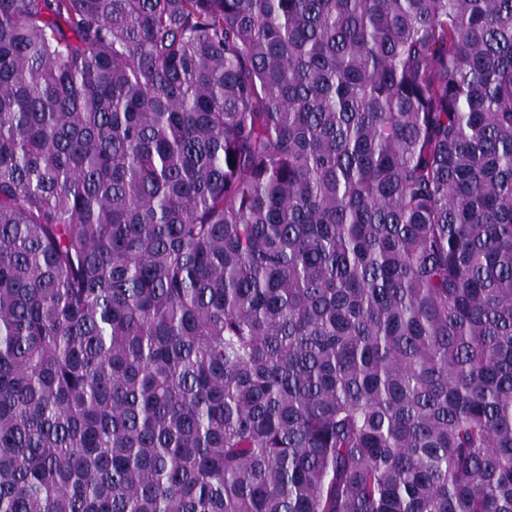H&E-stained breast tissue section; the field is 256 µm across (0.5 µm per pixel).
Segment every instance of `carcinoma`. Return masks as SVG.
<instances>
[{
  "label": "carcinoma",
  "instance_id": "carcinoma-1",
  "mask_svg": "<svg viewBox=\"0 0 512 512\" xmlns=\"http://www.w3.org/2000/svg\"><path fill=\"white\" fill-rule=\"evenodd\" d=\"M0 512H512V0H0Z\"/></svg>",
  "mask_w": 512,
  "mask_h": 512
}]
</instances>
